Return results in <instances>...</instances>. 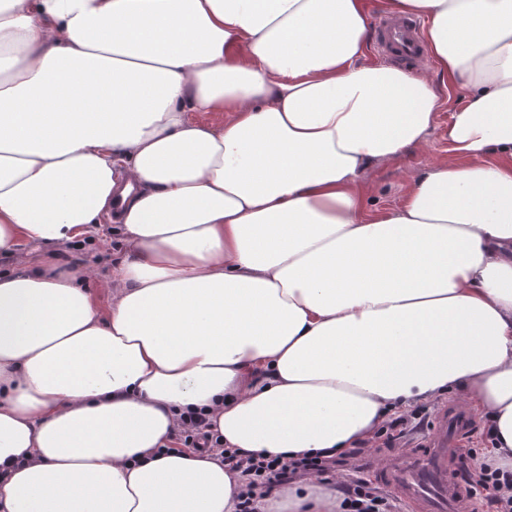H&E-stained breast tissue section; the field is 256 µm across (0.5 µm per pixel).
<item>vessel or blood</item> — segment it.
Returning a JSON list of instances; mask_svg holds the SVG:
<instances>
[{
	"label": "vessel or blood",
	"mask_w": 512,
	"mask_h": 512,
	"mask_svg": "<svg viewBox=\"0 0 512 512\" xmlns=\"http://www.w3.org/2000/svg\"><path fill=\"white\" fill-rule=\"evenodd\" d=\"M374 32L373 51L383 63L405 69L426 56L418 18L380 15ZM438 418L439 425L424 443L369 467V477L398 495L409 512H473L470 487L458 470L460 445L473 423L457 403L446 404Z\"/></svg>",
	"instance_id": "b4317fda"
}]
</instances>
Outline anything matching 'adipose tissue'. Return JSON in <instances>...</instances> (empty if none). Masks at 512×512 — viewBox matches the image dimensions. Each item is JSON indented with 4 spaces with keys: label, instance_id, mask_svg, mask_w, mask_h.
Returning a JSON list of instances; mask_svg holds the SVG:
<instances>
[{
    "label": "adipose tissue",
    "instance_id": "obj_1",
    "mask_svg": "<svg viewBox=\"0 0 512 512\" xmlns=\"http://www.w3.org/2000/svg\"><path fill=\"white\" fill-rule=\"evenodd\" d=\"M389 4L435 77L361 62L362 0H0V512H235L240 474L172 450L183 413L339 452L454 388L512 471V0ZM438 81L466 90L449 161L367 210ZM118 193L102 312L59 251Z\"/></svg>",
    "mask_w": 512,
    "mask_h": 512
}]
</instances>
